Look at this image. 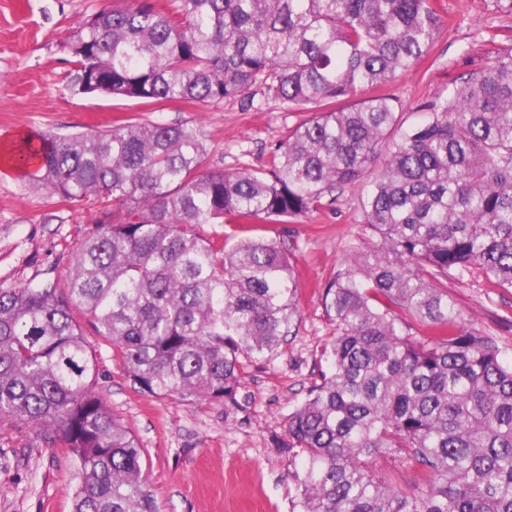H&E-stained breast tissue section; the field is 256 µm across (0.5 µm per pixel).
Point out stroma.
<instances>
[{"label": "stroma", "mask_w": 512, "mask_h": 512, "mask_svg": "<svg viewBox=\"0 0 512 512\" xmlns=\"http://www.w3.org/2000/svg\"><path fill=\"white\" fill-rule=\"evenodd\" d=\"M445 14L431 49L383 86L397 127L415 124L423 106L478 73L512 40V0H442ZM112 0H0V289L49 280L66 288L77 246L96 233L95 198L49 195L18 177L6 156L22 135L112 129L132 122L195 131L204 168L260 169L308 111L257 95L208 105L78 95L67 45L76 27ZM358 188L324 197L317 210L279 224L257 222L255 235L288 252L298 314L266 359L240 358L234 403L143 391L98 336L95 390L143 450L160 512H290L294 458L275 446L289 415L326 366L323 347L336 331L324 287L373 242L364 231ZM448 296L468 323L512 359V288L473 273L448 279ZM65 448L30 425L0 419V512H72L75 482Z\"/></svg>", "instance_id": "obj_1"}]
</instances>
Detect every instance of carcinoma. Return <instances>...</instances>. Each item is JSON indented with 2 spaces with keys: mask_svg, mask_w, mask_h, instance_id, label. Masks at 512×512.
Masks as SVG:
<instances>
[{
  "mask_svg": "<svg viewBox=\"0 0 512 512\" xmlns=\"http://www.w3.org/2000/svg\"><path fill=\"white\" fill-rule=\"evenodd\" d=\"M173 4L85 20L68 45L74 92L206 105L260 91L313 115L252 171H201L203 143L178 125L26 138L14 164L29 182L92 196L103 219L68 288L0 289V417L69 449L73 512H159L142 448L94 389L84 325L142 390L234 402L239 356L288 335L295 280L276 242L229 246L198 227L302 216L362 182L377 243L325 288L327 367L278 444L301 458L292 512H512V362L460 322L439 281L479 271L512 288V45L396 137L391 97L343 102L430 50L439 0ZM407 316L456 330L421 343ZM379 456L411 462L421 485L376 477Z\"/></svg>",
  "mask_w": 512,
  "mask_h": 512,
  "instance_id": "obj_1",
  "label": "carcinoma"
}]
</instances>
